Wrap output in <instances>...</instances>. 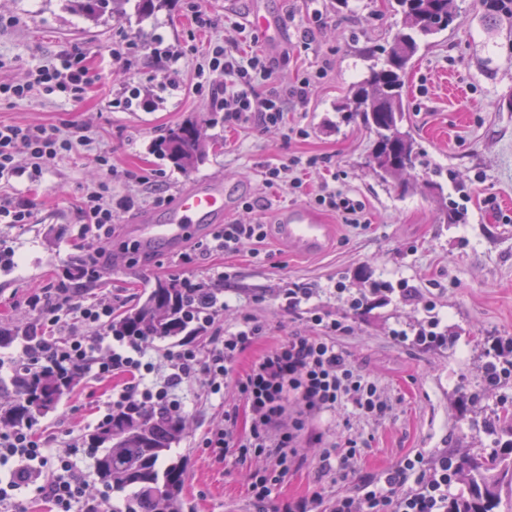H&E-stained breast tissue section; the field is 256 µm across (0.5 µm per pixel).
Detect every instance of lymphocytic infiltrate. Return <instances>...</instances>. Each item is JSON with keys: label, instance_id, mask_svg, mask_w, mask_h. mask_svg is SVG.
<instances>
[{"label": "lymphocytic infiltrate", "instance_id": "1", "mask_svg": "<svg viewBox=\"0 0 512 512\" xmlns=\"http://www.w3.org/2000/svg\"><path fill=\"white\" fill-rule=\"evenodd\" d=\"M215 71L224 77L211 91L224 112L225 124L264 129L287 127L289 109L305 106L327 69L318 67L314 76L279 90L270 85L273 67L264 51L244 53L217 42L205 52L196 74L202 77ZM100 79L83 53L46 56L28 68L24 83H0V101L22 100L36 91L48 95L62 91L78 103ZM262 84L267 87L263 94L258 91ZM86 140L83 128L75 124L64 131L47 124L0 122V185L16 178L33 186L40 184L56 161L78 151ZM21 155L27 157V165L17 164ZM136 205L133 197H114L104 183L83 188L80 236L92 243L86 254L89 265L99 267L103 252L97 243L111 235L117 214ZM266 237L267 227L259 222L224 224L213 233L207 248L234 253L244 245L263 243ZM28 305L38 320L19 326L17 362L69 372L80 380L90 375L123 376L125 382L108 400L107 412L145 405L178 411L182 407L179 389L200 378L212 396H223L226 387H235L242 406L225 405L223 425L210 429L202 445L219 461L231 453L241 465L250 456L263 457L264 465L261 471L252 472L248 487L259 512H264L275 488L301 463L297 438L304 429V418H316L345 404L365 417L382 415L388 408L371 375L353 365L337 346L342 323L328 313L312 314L315 333L286 336L241 372L237 369L241 354L261 335L259 325L244 320L216 337L207 356H200L192 347L169 353V373L160 380L150 355L151 342L112 335L111 306L87 300L68 288L33 294ZM65 322L73 325L75 332L60 342L53 332ZM291 402L298 405L302 416L287 423L283 416ZM243 412L248 415L244 429L238 426ZM313 441L321 446L320 473H333L341 479L349 478L356 456L366 445L356 432L345 435L333 448L322 447L321 435H314ZM81 451L76 444L50 449L48 440L30 425L0 432V466L7 468L0 476V505L11 512H26L22 494L32 489L56 512H106L105 496L90 491ZM452 482L447 449L431 456L417 452L379 478L358 483L351 492L337 496L328 512H448Z\"/></svg>", "mask_w": 512, "mask_h": 512}]
</instances>
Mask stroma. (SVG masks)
Masks as SVG:
<instances>
[{
    "mask_svg": "<svg viewBox=\"0 0 512 512\" xmlns=\"http://www.w3.org/2000/svg\"><path fill=\"white\" fill-rule=\"evenodd\" d=\"M457 3V27L419 51L405 87L417 140L440 169L445 192L459 185L469 192L468 220L451 229L434 192L423 185L424 169L407 172L416 185L407 196L381 184L367 165L373 136L344 122L336 110L364 75L363 51L384 44L402 20L390 0H167L148 14L129 0L124 15L96 23L72 0H0L5 20L0 58L8 62L0 82H23L29 66L61 51L87 53L102 74L101 83L79 104L57 92L0 105L2 122L78 124L90 138L88 146L57 161L35 190L26 191L23 181L14 183L16 193H27L33 201L34 217L27 224L0 223V245L14 252L13 263H0V324L35 322L28 298L38 289L58 287L61 271L85 253L78 235L82 187L106 181L113 193L137 197L139 204L116 217L104 245L108 266L99 276L81 280L91 297L119 310L133 303L145 285L184 277L205 281L223 269L224 309L197 347L210 348L225 328L253 318L263 332L242 354L243 369L289 333L313 332L304 312L286 307L285 288L308 289L309 309L341 318V350L370 372L389 405L380 417H362L344 406L315 422L331 440L349 428L368 438L353 480L377 476L417 450L432 454L448 448L462 457L489 447L493 434L486 421L494 409L512 401V387L486 390L476 401L471 393L498 339L512 336V25L486 17L478 0ZM195 7L213 17L216 27L196 32ZM257 13L270 20L258 46L272 62L279 88L315 71L322 60L330 62L308 104L289 112V133L225 128L224 113L209 92L170 88L165 63L154 56L156 45L164 44L184 53L186 71L194 72L198 57L189 53L190 44L203 51L210 42H230L237 36L233 22L250 25ZM307 28L313 32L309 42L303 39ZM122 34L136 39L141 49L120 79L108 48ZM124 82L145 91L155 110L127 109L120 100ZM452 83L463 97L449 96ZM188 120L202 123L214 147L202 163L183 171L159 156L156 145L167 129ZM103 155L110 156L111 166L100 164ZM294 158L315 161L305 193L265 189L263 165ZM330 173L338 191L362 202L368 223L355 227L334 212H323L334 232L321 253L295 254L272 232L259 251L246 246L235 254L204 253L188 264L163 246L147 254L135 247V222L162 210L155 195L171 200L188 185L219 176L238 199L229 221L269 225L278 209L310 206L311 193ZM373 281L405 285L417 297L407 302L396 294L369 295L359 308H348V299L367 292ZM432 317L449 341L425 349L413 337ZM400 331L408 341L394 340ZM122 383L119 377H89L67 393L38 421L51 447L95 424ZM179 394L188 432L178 450L189 459L185 492L191 512H255L247 493L248 467L231 455L216 461L201 446L206 431L224 420L220 399L208 397L200 379L183 384ZM301 453L303 463L276 487L272 507L315 492L328 500L351 489L353 481L320 474L315 449L305 446Z\"/></svg>",
    "mask_w": 512,
    "mask_h": 512,
    "instance_id": "1",
    "label": "stroma"
}]
</instances>
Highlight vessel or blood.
Returning a JSON list of instances; mask_svg holds the SVG:
<instances>
[{
  "label": "vessel or blood",
  "mask_w": 512,
  "mask_h": 512,
  "mask_svg": "<svg viewBox=\"0 0 512 512\" xmlns=\"http://www.w3.org/2000/svg\"><path fill=\"white\" fill-rule=\"evenodd\" d=\"M231 205L223 180L206 179L180 192L170 208L154 216H144L136 232L147 248L162 245L175 248L205 228L222 223ZM276 221L278 237L305 254L321 252L332 236L331 225L302 207L279 211Z\"/></svg>",
  "instance_id": "1"
}]
</instances>
